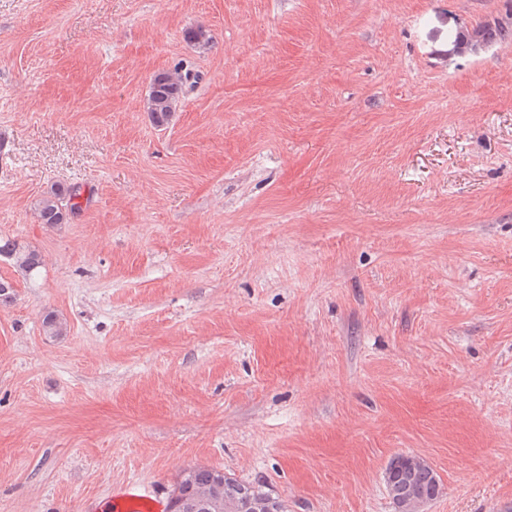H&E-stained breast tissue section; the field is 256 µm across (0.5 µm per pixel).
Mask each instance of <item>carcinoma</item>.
Masks as SVG:
<instances>
[{
    "label": "carcinoma",
    "mask_w": 512,
    "mask_h": 512,
    "mask_svg": "<svg viewBox=\"0 0 512 512\" xmlns=\"http://www.w3.org/2000/svg\"><path fill=\"white\" fill-rule=\"evenodd\" d=\"M187 73L175 66L155 73L145 102L146 112L157 126L174 118L184 94ZM80 187L54 185L37 204L42 224H67L79 211ZM0 257H5L27 275L42 264L40 254L15 240H0ZM48 336H61L67 324L54 312L42 319ZM385 488L395 512H425V507L442 493L440 477L422 458L399 454L391 458L384 473ZM288 512V505L262 480L244 481L205 466L185 469L169 497L166 512Z\"/></svg>",
    "instance_id": "1"
}]
</instances>
